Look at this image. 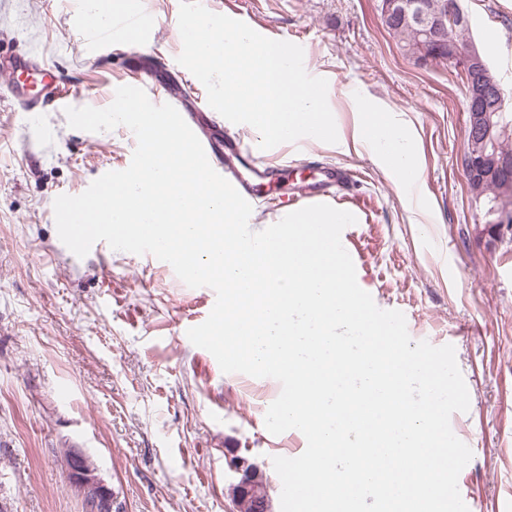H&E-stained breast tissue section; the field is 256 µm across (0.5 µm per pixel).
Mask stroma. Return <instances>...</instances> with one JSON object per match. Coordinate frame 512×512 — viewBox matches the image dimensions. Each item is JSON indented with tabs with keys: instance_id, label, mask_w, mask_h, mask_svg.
Segmentation results:
<instances>
[{
	"instance_id": "stroma-1",
	"label": "stroma",
	"mask_w": 512,
	"mask_h": 512,
	"mask_svg": "<svg viewBox=\"0 0 512 512\" xmlns=\"http://www.w3.org/2000/svg\"><path fill=\"white\" fill-rule=\"evenodd\" d=\"M157 23L145 49L157 69L147 94L177 91V109L201 112L205 133L246 142L257 132L206 108L202 83L177 62L180 0H143ZM255 31L305 44L307 71L328 82L338 141L281 144L286 177L264 183L253 211L276 223L279 203L332 165L353 182L336 208L355 224L341 241L359 286L404 314L410 337L452 345L469 396L454 434L472 451L458 479L470 512H512V235L482 234L462 168L467 86L447 60H421L385 28L380 0H211ZM468 41L485 56L512 113V0H459ZM43 51L71 89L69 106L104 108L135 76L136 48L113 42L90 54L78 0H0V52ZM365 101L393 114L417 149L422 205L405 195L351 132ZM136 140L118 127L70 128L64 109L34 114L0 100V512H85L64 453L78 448L125 512H239L230 456L262 472L270 512H280L272 459L307 446L264 418L280 395L272 378L223 373L186 332L216 300L149 255L93 244L75 256L51 215L54 193L85 191L130 164ZM69 398H60L59 385Z\"/></svg>"
}]
</instances>
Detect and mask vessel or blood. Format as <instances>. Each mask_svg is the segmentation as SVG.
Listing matches in <instances>:
<instances>
[{"label":"vessel or blood","instance_id":"b4317fda","mask_svg":"<svg viewBox=\"0 0 512 512\" xmlns=\"http://www.w3.org/2000/svg\"><path fill=\"white\" fill-rule=\"evenodd\" d=\"M116 29L127 44L144 46L152 33V26L145 21L141 0H121L119 12L115 20ZM0 75L6 83L1 91L14 101L23 111L41 112L49 108L64 107L69 99L70 91L53 70L33 51L18 52L0 57ZM201 143L211 166L222 175L247 201H254L257 196V185L230 171L226 158L230 155H245L255 166L256 174L261 178H273L279 173L278 167L264 163V151L258 144L243 141L223 142L222 138L208 136ZM349 174H339L329 170L325 173V186L321 189L307 191L306 201L317 203L330 197L333 187L348 182Z\"/></svg>","mask_w":512,"mask_h":512}]
</instances>
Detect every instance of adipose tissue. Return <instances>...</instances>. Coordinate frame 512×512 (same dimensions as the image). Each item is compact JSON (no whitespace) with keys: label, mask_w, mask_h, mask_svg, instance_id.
Here are the masks:
<instances>
[{"label":"adipose tissue","mask_w":512,"mask_h":512,"mask_svg":"<svg viewBox=\"0 0 512 512\" xmlns=\"http://www.w3.org/2000/svg\"><path fill=\"white\" fill-rule=\"evenodd\" d=\"M354 139L370 145L386 170L404 174L407 185H414L413 142L402 126L392 123L389 113L372 106L363 107Z\"/></svg>","instance_id":"adipose-tissue-1"}]
</instances>
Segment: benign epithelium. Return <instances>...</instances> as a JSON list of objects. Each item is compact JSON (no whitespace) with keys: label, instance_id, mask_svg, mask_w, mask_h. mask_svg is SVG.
Masks as SVG:
<instances>
[{"label":"benign epithelium","instance_id":"benign-epithelium-1","mask_svg":"<svg viewBox=\"0 0 512 512\" xmlns=\"http://www.w3.org/2000/svg\"><path fill=\"white\" fill-rule=\"evenodd\" d=\"M383 17L396 20L401 26L420 27L430 56H442L457 62L468 75L467 101L469 138L463 150L462 165L472 198L478 204L482 223L495 235L503 237L512 232V173L497 153V141L512 134V124L502 112L503 91L490 71L485 57L474 46L463 47L450 35L456 27H448V19L468 24L454 0H385ZM496 180L498 190L486 195L488 181ZM228 467L238 475L237 487L249 489L263 480L260 470L245 458L229 459ZM67 469L71 480L86 492L93 504L103 512H112L117 497L112 489L96 475L87 456L78 448L71 449Z\"/></svg>","mask_w":512,"mask_h":512}]
</instances>
